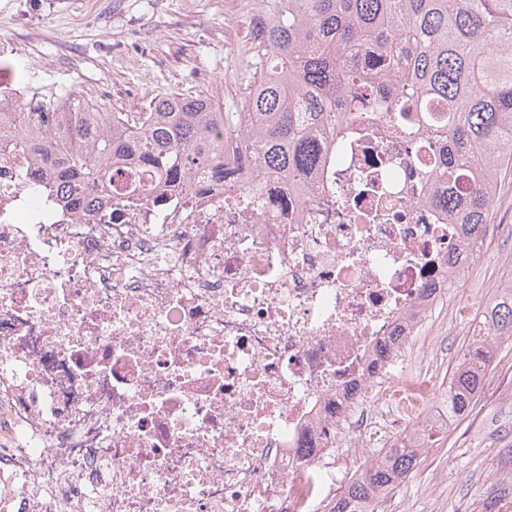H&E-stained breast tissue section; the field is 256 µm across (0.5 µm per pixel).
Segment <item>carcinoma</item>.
I'll use <instances>...</instances> for the list:
<instances>
[{"label": "carcinoma", "instance_id": "carcinoma-1", "mask_svg": "<svg viewBox=\"0 0 512 512\" xmlns=\"http://www.w3.org/2000/svg\"><path fill=\"white\" fill-rule=\"evenodd\" d=\"M236 73L235 111L211 92L154 89L145 112H103L67 93L32 91L37 112H15L20 140L87 211L124 188L123 165L169 184L237 160L303 180L351 127L337 120L349 94L369 88L403 125L427 120L448 143L444 173L460 187L438 200L475 236L490 222L501 171L512 169V0H266L251 18ZM486 335L458 359L448 419L472 411L495 349L512 340V282L483 312ZM415 433L350 479L330 512H365L417 466Z\"/></svg>", "mask_w": 512, "mask_h": 512}]
</instances>
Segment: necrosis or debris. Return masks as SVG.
<instances>
[{
    "label": "necrosis or debris",
    "instance_id": "4bbe7bcc",
    "mask_svg": "<svg viewBox=\"0 0 512 512\" xmlns=\"http://www.w3.org/2000/svg\"><path fill=\"white\" fill-rule=\"evenodd\" d=\"M346 121L305 182L138 171L88 217L0 146V512H328L341 442L443 414L403 364L471 269L444 143Z\"/></svg>",
    "mask_w": 512,
    "mask_h": 512
}]
</instances>
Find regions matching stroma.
<instances>
[{
    "instance_id": "stroma-1",
    "label": "stroma",
    "mask_w": 512,
    "mask_h": 512,
    "mask_svg": "<svg viewBox=\"0 0 512 512\" xmlns=\"http://www.w3.org/2000/svg\"><path fill=\"white\" fill-rule=\"evenodd\" d=\"M229 0H0V40L24 88L74 92L108 111H146L163 86L216 92L232 109L233 76L245 24L228 20ZM492 223L457 306L435 317L410 361L423 384L440 386L472 341L471 329L498 288L512 280V176L503 175ZM512 473V342H502L473 410L436 437L419 465L379 503V512H512L500 490Z\"/></svg>"
}]
</instances>
